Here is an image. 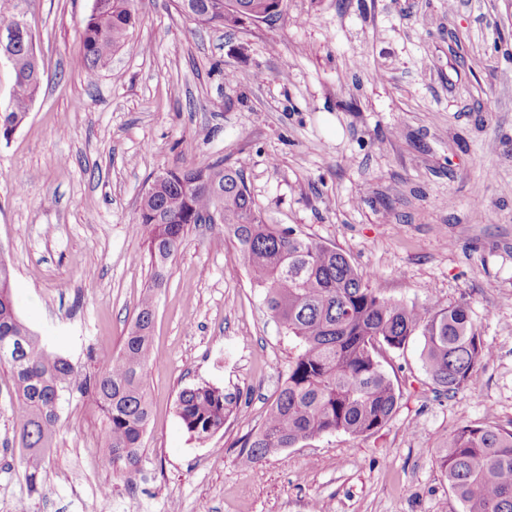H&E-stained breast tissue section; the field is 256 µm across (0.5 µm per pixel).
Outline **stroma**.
Instances as JSON below:
<instances>
[{
    "label": "stroma",
    "instance_id": "stroma-1",
    "mask_svg": "<svg viewBox=\"0 0 512 512\" xmlns=\"http://www.w3.org/2000/svg\"><path fill=\"white\" fill-rule=\"evenodd\" d=\"M93 4L0 0L44 70L0 138V255L44 346L84 371L118 353L150 281L144 187L221 159L242 163L264 223L341 249L387 298L468 303L491 355L445 395L414 336L382 354L400 397L380 430L242 464L292 343L223 225L197 224L155 290L139 477L102 459L104 424L76 393L30 488L0 366V512H464L441 440L465 424L512 430V0H283L279 18L224 27L135 0L134 28L90 82ZM197 383L241 394L202 443L176 413Z\"/></svg>",
    "mask_w": 512,
    "mask_h": 512
}]
</instances>
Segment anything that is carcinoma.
I'll use <instances>...</instances> for the list:
<instances>
[{"instance_id": "obj_1", "label": "carcinoma", "mask_w": 512, "mask_h": 512, "mask_svg": "<svg viewBox=\"0 0 512 512\" xmlns=\"http://www.w3.org/2000/svg\"><path fill=\"white\" fill-rule=\"evenodd\" d=\"M83 24V64L95 78L136 24L133 0H100ZM185 15L202 26H222L237 7L278 15L276 0H189ZM27 34L15 45L14 93L0 110V136L20 125L42 83ZM223 213L224 230L236 246L270 314L294 343L287 377L260 429L241 450L259 463L284 448L324 434H371L392 417L399 392L379 360L382 351L423 338L422 358L435 385L462 390L470 372L489 357L470 307L424 308L394 301L372 287L349 257L334 246L304 239L291 227L265 224L245 184L241 167L221 162L172 169L135 218L145 234L152 285L166 276L192 224ZM11 267L0 258V343L28 332L11 288ZM152 293L144 294L119 353L82 374L39 339L28 353L7 361L15 404L16 432L31 488L49 457L63 404L73 391L92 395L106 420L100 454L126 478L137 471L150 408L145 378L154 363L150 330ZM239 395L209 384L182 389L177 413L187 434L205 442L238 409ZM442 474L464 512H512V430L465 425L442 440Z\"/></svg>"}]
</instances>
